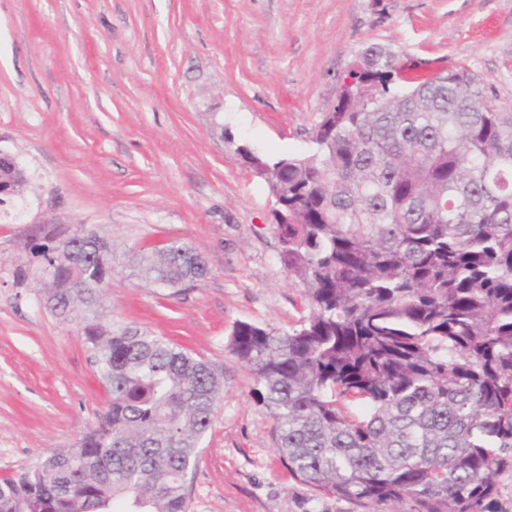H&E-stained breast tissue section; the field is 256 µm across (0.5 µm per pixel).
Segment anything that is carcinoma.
<instances>
[{"label":"carcinoma","instance_id":"carcinoma-1","mask_svg":"<svg viewBox=\"0 0 512 512\" xmlns=\"http://www.w3.org/2000/svg\"><path fill=\"white\" fill-rule=\"evenodd\" d=\"M311 143L253 159L309 315L287 330L240 322L229 343L275 451L338 498L500 512L495 476L512 470V112L464 65L422 77L369 46ZM0 183L27 185L6 159ZM25 248L51 309L83 313L110 402L79 449L1 480L0 512H190L223 373L97 316L112 241L84 224H35ZM138 268L175 295L209 274L179 242L140 251Z\"/></svg>","mask_w":512,"mask_h":512}]
</instances>
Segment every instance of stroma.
<instances>
[{
    "mask_svg": "<svg viewBox=\"0 0 512 512\" xmlns=\"http://www.w3.org/2000/svg\"><path fill=\"white\" fill-rule=\"evenodd\" d=\"M371 45L426 75L468 66L512 112V0H0V152L31 177L16 220L0 221V478L77 447L109 400L81 324L46 309L36 279L16 282L32 262L26 234L52 217L111 239L104 320L224 373L190 512H415L296 480L227 348L238 323L285 330L307 313L251 160L307 153ZM173 241L209 269L179 295L143 282L131 260Z\"/></svg>",
    "mask_w": 512,
    "mask_h": 512,
    "instance_id": "stroma-1",
    "label": "stroma"
}]
</instances>
